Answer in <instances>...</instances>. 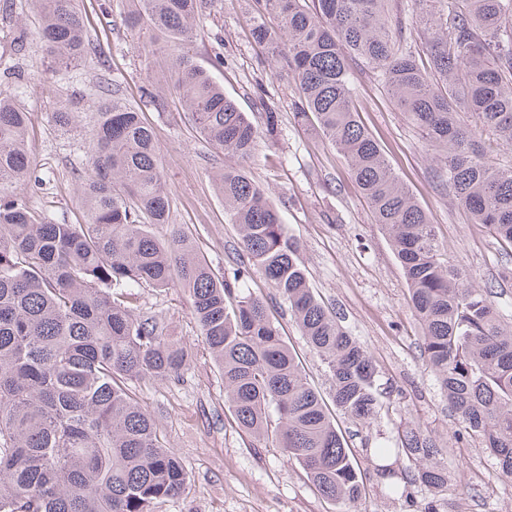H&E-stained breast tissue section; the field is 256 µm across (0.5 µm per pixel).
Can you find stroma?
<instances>
[{
    "label": "stroma",
    "instance_id": "obj_1",
    "mask_svg": "<svg viewBox=\"0 0 512 512\" xmlns=\"http://www.w3.org/2000/svg\"><path fill=\"white\" fill-rule=\"evenodd\" d=\"M78 6L99 60L59 65L37 36L39 19L27 0H0V88L13 92L30 114L27 147L37 181L20 192L29 210L44 221L84 223L76 171L88 156L93 115L103 99L98 79L104 75L156 134L171 215L169 223L155 226V233L164 237L171 226H180L215 272L223 273L240 247L214 176L231 159L200 137L171 81L177 59L192 57L256 125H263L266 109L275 111L276 136L262 137L243 166L270 194L282 223L298 240L315 292L371 355L382 383L393 391L389 408L369 422L337 419L366 485L356 512H421L435 497L440 512H512V478L497 473L493 456L478 440L462 437L447 397L425 365L422 328L403 273L351 178L347 156L298 116L292 77L256 41L255 0H208L187 43L149 30H127L122 22L126 0H78ZM351 80L363 125L434 225L445 257L467 271L471 286L490 289L501 320L512 325V279L506 277L512 248L472 223L449 198L435 176L436 148L376 76L357 70ZM148 86L154 98L145 96ZM63 111L80 113L79 123L58 126L52 115ZM247 288L263 299L311 384L330 395L331 376L287 303L261 275H253ZM132 294L139 311L162 316L168 334L180 340L190 358L182 382L146 385L137 393L188 475L184 491L158 503L155 512H342L283 449L237 427L188 297L149 285L134 287ZM408 425L441 448L448 468L445 491L409 482L404 464L395 458L380 462L374 457L375 447ZM380 463L391 470L392 480L377 475ZM394 485L399 488L395 494L390 491Z\"/></svg>",
    "mask_w": 512,
    "mask_h": 512
}]
</instances>
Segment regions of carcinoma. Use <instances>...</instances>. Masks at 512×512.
<instances>
[{"mask_svg": "<svg viewBox=\"0 0 512 512\" xmlns=\"http://www.w3.org/2000/svg\"><path fill=\"white\" fill-rule=\"evenodd\" d=\"M128 27L188 40L203 0H134ZM276 19L254 28L276 46L294 79L299 115L350 161L374 223L386 233L423 329V357L469 437L512 477V328L490 292L471 288L443 260L424 210L401 185L359 120L350 75L380 77L401 111L442 151L438 178L477 224L512 246V168L488 161L475 139L489 130L512 146V0H408L429 67L406 46L403 19L387 0H262ZM38 35L57 62L94 54L76 0H29ZM175 89L202 137L245 161L261 132L192 59L176 62ZM29 113L0 88V512H154L180 494L185 467L161 441L137 399L142 382L176 383L186 349L161 317L135 311L124 289L179 288L224 378L238 427L271 439L325 498L354 507L360 469L336 414L367 421L383 407L369 353L314 293L299 244L277 207L240 167L215 186L241 236L242 255L217 276L186 233L165 239L170 197L151 128L116 100L97 113L87 168L79 172L83 224L34 217L19 191L32 170ZM255 272L288 303L308 345L331 373V400L303 374L263 300L244 291ZM407 463L410 482L448 487L441 449L417 428L396 447L374 449Z\"/></svg>", "mask_w": 512, "mask_h": 512, "instance_id": "1", "label": "carcinoma"}]
</instances>
